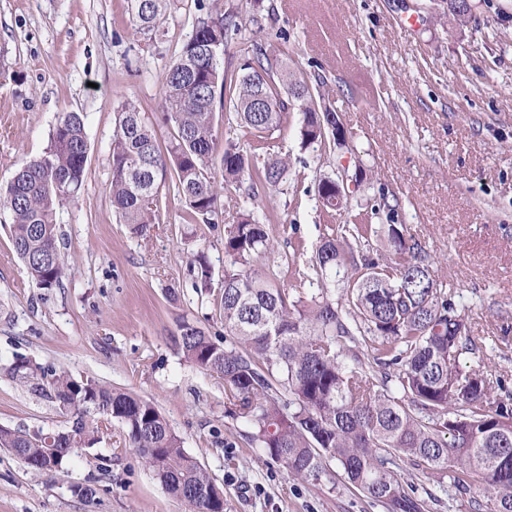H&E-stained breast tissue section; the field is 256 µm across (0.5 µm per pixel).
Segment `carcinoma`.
Segmentation results:
<instances>
[{"instance_id": "cac0c4a2", "label": "carcinoma", "mask_w": 512, "mask_h": 512, "mask_svg": "<svg viewBox=\"0 0 512 512\" xmlns=\"http://www.w3.org/2000/svg\"><path fill=\"white\" fill-rule=\"evenodd\" d=\"M167 0H130V21L158 30ZM240 16L229 10L197 19L190 39L165 71L161 121L174 130L160 147L156 130L133 102L123 105L112 138V206L134 237L160 221L166 179L189 223L224 218V193L243 178L279 185L288 160L258 151L286 127L290 102L302 112V143L335 152L347 145L336 112L322 111L324 82L312 86L283 65L288 45L240 43L244 63L224 67V52L241 38ZM232 110L248 140L219 134V114ZM88 142L84 117L69 112L54 126L39 157L19 163L0 210L10 213L14 250L35 285L60 287L67 261L55 224L57 210L79 198ZM328 216L336 181L317 186ZM384 233L389 259L380 264L354 244ZM271 249L267 225L249 207L224 226L221 307L224 339L196 322L180 324L178 349L196 367L224 380L250 441L294 476L318 482L325 463L385 512H428V501L399 477L408 459L424 473L446 475L469 512H512V393L502 380L462 362L479 351L454 295L433 274L422 243L405 224L351 223L324 237L312 260L315 276L289 291L274 274L254 268ZM193 287L210 288L204 253L191 263ZM40 399L54 405L65 427H0L5 448L35 475L63 469L75 456L112 436L143 458L165 488L191 512H208L224 492L183 449L181 438L150 401L95 378H76L26 357L10 365ZM504 396L492 398V386Z\"/></svg>"}]
</instances>
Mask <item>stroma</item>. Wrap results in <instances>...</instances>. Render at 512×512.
<instances>
[{"label": "stroma", "mask_w": 512, "mask_h": 512, "mask_svg": "<svg viewBox=\"0 0 512 512\" xmlns=\"http://www.w3.org/2000/svg\"><path fill=\"white\" fill-rule=\"evenodd\" d=\"M462 25L441 0H205L239 13L257 42L287 38L289 63L307 81L323 79L326 104L339 113L349 148L302 145L300 112L274 134L287 158L286 182L255 187V210L273 249L259 268L302 249L351 215L378 208L395 192L397 223L419 239L482 349L468 366L501 378L512 391V0H472ZM127 0H0V186L17 165L48 147L59 116L85 117L89 144L84 189L56 222L69 269L43 293L17 258L10 217L0 214V426L58 429L51 404L12 378L27 357L93 377L150 400L194 457L224 489V512H383L348 490L329 464L305 482L249 442L229 412L224 382L187 362L173 339L190 318L223 338L220 296L224 227L246 195L224 199V221L189 224L167 193L161 221L134 237L112 209L109 159L126 101L158 110L164 72L190 38L194 0H173L158 31L129 20ZM357 178L347 212L326 217L320 178ZM205 252L209 295L192 286L189 262ZM402 483L430 491V512H468L447 476L402 462ZM94 482L95 502L71 485ZM0 512H190L119 437L104 439L65 470L40 477L0 448Z\"/></svg>", "instance_id": "1"}]
</instances>
